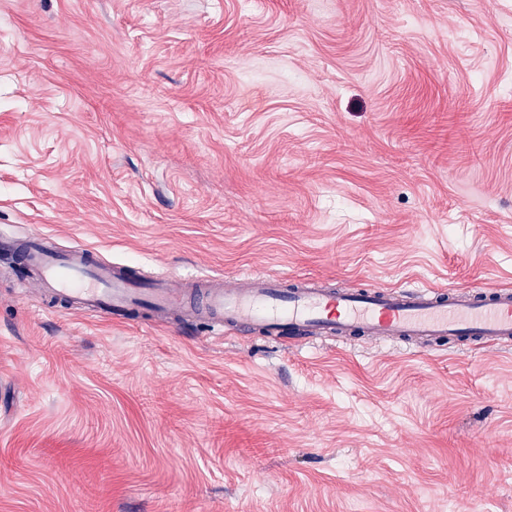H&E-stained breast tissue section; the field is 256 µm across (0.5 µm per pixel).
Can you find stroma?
I'll use <instances>...</instances> for the list:
<instances>
[{
  "label": "stroma",
  "instance_id": "1",
  "mask_svg": "<svg viewBox=\"0 0 512 512\" xmlns=\"http://www.w3.org/2000/svg\"><path fill=\"white\" fill-rule=\"evenodd\" d=\"M509 84L512 0H0V235L512 287ZM0 512H512V351L108 321L0 255Z\"/></svg>",
  "mask_w": 512,
  "mask_h": 512
}]
</instances>
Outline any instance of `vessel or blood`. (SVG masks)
Segmentation results:
<instances>
[{
    "label": "vessel or blood",
    "mask_w": 512,
    "mask_h": 512,
    "mask_svg": "<svg viewBox=\"0 0 512 512\" xmlns=\"http://www.w3.org/2000/svg\"><path fill=\"white\" fill-rule=\"evenodd\" d=\"M12 253L47 294L105 315L176 313L217 329L257 327L294 341L355 334L372 345L448 337L480 350L512 347L511 288L338 291L251 272L137 277L128 265L101 262L82 246L57 251L42 235L15 241Z\"/></svg>",
    "instance_id": "obj_1"
}]
</instances>
